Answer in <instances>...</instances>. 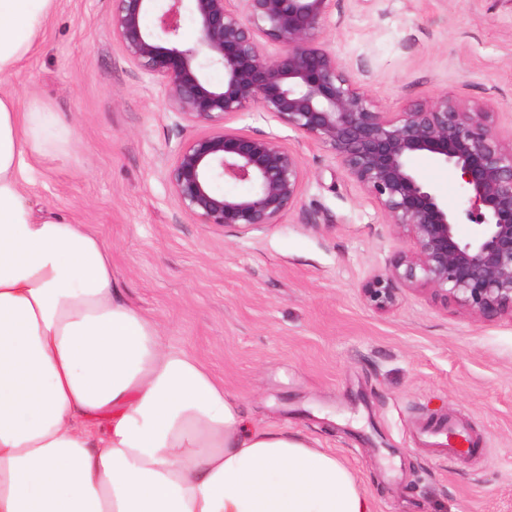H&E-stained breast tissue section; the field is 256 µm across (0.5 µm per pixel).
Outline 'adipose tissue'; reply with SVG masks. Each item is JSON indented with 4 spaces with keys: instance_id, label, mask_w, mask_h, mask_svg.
Returning a JSON list of instances; mask_svg holds the SVG:
<instances>
[{
    "instance_id": "obj_1",
    "label": "adipose tissue",
    "mask_w": 512,
    "mask_h": 512,
    "mask_svg": "<svg viewBox=\"0 0 512 512\" xmlns=\"http://www.w3.org/2000/svg\"><path fill=\"white\" fill-rule=\"evenodd\" d=\"M56 0H0V84ZM0 91V512H375L336 452L240 405L126 302L106 244L32 210L28 159L71 138Z\"/></svg>"
}]
</instances>
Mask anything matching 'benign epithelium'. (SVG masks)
Wrapping results in <instances>:
<instances>
[{
  "mask_svg": "<svg viewBox=\"0 0 512 512\" xmlns=\"http://www.w3.org/2000/svg\"><path fill=\"white\" fill-rule=\"evenodd\" d=\"M333 2L113 0L112 35L126 58L164 89L169 111L202 127L173 151V196L197 223L234 233L276 224L298 203L300 157L269 136L226 126L256 107L330 152L406 239L388 270L364 285L374 308L393 307L406 287L483 319L512 317V140L494 113L446 94L402 112L375 109L321 42ZM187 11L196 23L191 45L180 37ZM267 43L282 53L269 55ZM213 67L223 69V83L208 78ZM420 154L455 173L479 235L461 238L460 216L417 179L410 161ZM226 180L251 191L216 193L214 183Z\"/></svg>",
  "mask_w": 512,
  "mask_h": 512,
  "instance_id": "obj_1",
  "label": "benign epithelium"
}]
</instances>
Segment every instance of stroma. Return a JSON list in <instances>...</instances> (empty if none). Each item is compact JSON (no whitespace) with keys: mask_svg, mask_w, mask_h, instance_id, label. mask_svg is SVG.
<instances>
[{"mask_svg":"<svg viewBox=\"0 0 512 512\" xmlns=\"http://www.w3.org/2000/svg\"><path fill=\"white\" fill-rule=\"evenodd\" d=\"M112 0H57L11 83L72 130L30 158L35 213L87 225L109 247L123 297L235 396L248 422L336 450L378 512H512V318L485 320L401 289L375 309L367 279L406 246L333 155L250 109L231 128L275 137L305 172L279 223L239 233L197 223L166 181L199 134L112 37ZM325 45L383 112L444 93L485 105L512 135V0H334ZM449 212L447 166L414 157ZM455 421L480 453L447 457L420 434Z\"/></svg>","mask_w":512,"mask_h":512,"instance_id":"obj_1","label":"stroma"}]
</instances>
